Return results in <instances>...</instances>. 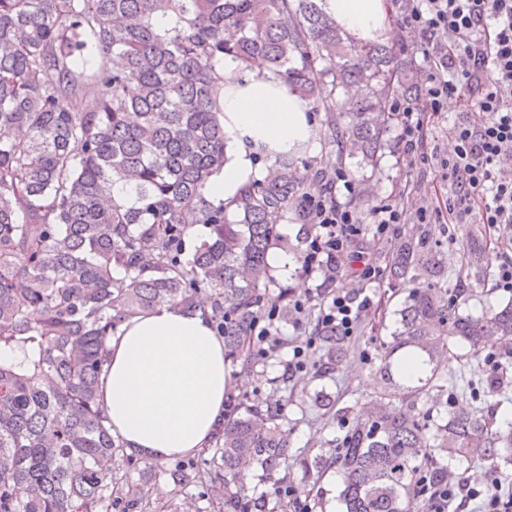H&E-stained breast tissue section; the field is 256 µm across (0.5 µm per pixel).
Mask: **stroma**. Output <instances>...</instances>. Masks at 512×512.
<instances>
[{"instance_id":"obj_1","label":"stroma","mask_w":512,"mask_h":512,"mask_svg":"<svg viewBox=\"0 0 512 512\" xmlns=\"http://www.w3.org/2000/svg\"><path fill=\"white\" fill-rule=\"evenodd\" d=\"M467 120L480 122L478 111L470 108L466 98L454 99L452 106L443 108L435 117L429 134L430 151L434 160H441L452 153L455 142L452 129L456 123ZM381 173L369 186V200L359 206L362 216H369L374 205L390 199L399 202L405 212L401 235H426L433 251L442 255L448 268L445 287L462 289L459 302L461 313L482 316L490 308L512 300V293L494 288L492 276L497 260L512 252L508 239L489 240L484 225L461 224L457 227L456 240H449L448 227L444 224H421L417 221L419 207H431L436 203L432 181L434 169L410 164L401 154L386 153L381 161ZM283 252L288 256V266L276 271V284L270 287L269 299H277L280 287L292 288L294 295L315 287L314 279L301 269L299 255L302 243L298 224H282ZM478 238L482 243L481 266L487 276L478 280L470 276L465 266L466 253L461 247L463 240ZM375 293L378 306L361 320L355 336L348 343V350L337 370L322 373L324 360L322 346H314L310 352L308 369L302 378L288 377L284 365L288 347L296 338L313 336L318 302H311L301 329H293L291 320L280 319L283 332L282 344L270 358L258 365L257 375L242 371L240 362L229 365L233 377L231 390L235 396L247 401L266 398L279 384H287L290 393L284 400L278 424L288 436L294 455L288 461L291 480L303 483L308 490L315 512H342L338 501L340 475L331 469L322 477H305L299 462L315 455L335 454L342 438L361 418V410L379 388L380 377L377 353L383 341L394 329L398 311L408 295V288L383 279ZM496 353L507 373L496 390H489L485 354L472 350L461 343L451 346L442 368V387L430 390L417 401L418 412L438 419L447 410L464 408L492 417L497 423L512 421V347L497 348Z\"/></svg>"}]
</instances>
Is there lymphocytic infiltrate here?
I'll return each instance as SVG.
<instances>
[{"label":"lymphocytic infiltrate","mask_w":512,"mask_h":512,"mask_svg":"<svg viewBox=\"0 0 512 512\" xmlns=\"http://www.w3.org/2000/svg\"><path fill=\"white\" fill-rule=\"evenodd\" d=\"M404 30L413 33V48L428 61L418 96L396 103L397 139L405 158L427 161V130L451 97L471 93L480 123H458L455 146L441 166L452 181L445 206L449 223L477 216L488 227L512 228V178L499 166L512 159V0H404ZM333 196L308 195L303 204L315 226L302 251V270L334 282L341 277L339 258L354 259V273L367 284L385 277L357 240L384 241L403 221L400 204L376 206L369 220L343 205L356 186L336 172ZM373 306L370 294L335 291L322 303L316 326L353 336L362 316ZM428 512H512V493L503 494L500 478L477 487L467 480H439L424 493Z\"/></svg>","instance_id":"obj_1"}]
</instances>
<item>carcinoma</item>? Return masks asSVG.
Here are the masks:
<instances>
[{
    "instance_id": "1",
    "label": "carcinoma",
    "mask_w": 512,
    "mask_h": 512,
    "mask_svg": "<svg viewBox=\"0 0 512 512\" xmlns=\"http://www.w3.org/2000/svg\"><path fill=\"white\" fill-rule=\"evenodd\" d=\"M403 54L398 43L350 42L321 0H0V354L17 355L0 358V512H174L150 491L161 475L175 492L206 484L224 512L265 508L239 479L287 480L281 398L233 400L209 471L162 470L112 435L99 393L108 342L153 307L217 323L231 310L224 356L239 357L275 282L267 256L281 224L291 214L312 230L304 176L331 192V173L288 153L233 199L207 197L226 161L224 62L243 72L263 59L325 113L339 164L356 158L374 174L391 147L392 103L416 94ZM116 182L134 186L133 201L112 196ZM189 224L212 236L184 262ZM388 259L413 287L380 348L381 389L336 458L302 462L307 477L339 469L344 512H413L438 455L512 464V425L450 411L429 436L415 407L450 344L512 339V302L473 318L458 312L460 295L415 284L420 271L443 274L423 238L397 240ZM323 341L332 370L346 339Z\"/></svg>"
}]
</instances>
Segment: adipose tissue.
<instances>
[{
  "label": "adipose tissue",
  "instance_id": "ef3b65f1",
  "mask_svg": "<svg viewBox=\"0 0 512 512\" xmlns=\"http://www.w3.org/2000/svg\"><path fill=\"white\" fill-rule=\"evenodd\" d=\"M324 11L356 44L387 32V0H323ZM307 105L257 61L249 77L224 66V131L235 145L206 188L228 201L257 175L253 154L308 145ZM100 400L127 451L167 461L206 448L224 423L231 376L224 341L201 314L158 306L124 319L109 341Z\"/></svg>",
  "mask_w": 512,
  "mask_h": 512
}]
</instances>
